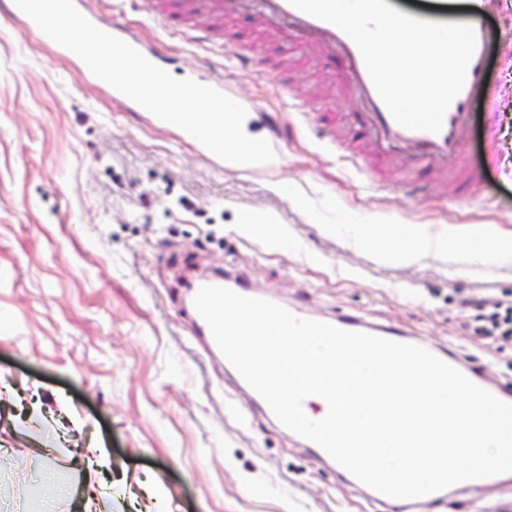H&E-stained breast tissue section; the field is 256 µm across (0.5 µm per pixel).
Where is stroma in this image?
Masks as SVG:
<instances>
[{
  "mask_svg": "<svg viewBox=\"0 0 512 512\" xmlns=\"http://www.w3.org/2000/svg\"><path fill=\"white\" fill-rule=\"evenodd\" d=\"M94 7L174 75L223 77L277 163L211 165L0 15V512L47 501L70 512L41 476L53 469L84 499L97 447L118 481L112 512H407L370 498L267 413L210 353L172 272H219L283 306L397 330L512 386V349L469 336L460 308L512 292V262L448 242L459 227L474 241L512 238V41L489 54L496 111L472 105L467 151L485 197L468 203L430 172L381 188L354 163L347 127L360 106L342 89V58L270 39L243 14L224 24L243 64L150 20L138 0ZM319 100L325 115L306 120ZM489 123L497 171L484 166ZM376 221L428 250L404 260L370 245L360 230ZM427 512H512V473Z\"/></svg>",
  "mask_w": 512,
  "mask_h": 512,
  "instance_id": "1",
  "label": "stroma"
}]
</instances>
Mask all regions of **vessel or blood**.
<instances>
[{
  "label": "vessel or blood",
  "mask_w": 512,
  "mask_h": 512,
  "mask_svg": "<svg viewBox=\"0 0 512 512\" xmlns=\"http://www.w3.org/2000/svg\"><path fill=\"white\" fill-rule=\"evenodd\" d=\"M75 5L99 29L126 41L155 65H162V57L120 22L102 20L88 0H75ZM495 9L496 0H473L469 22L475 32L476 50L468 67L465 86L448 108L443 127L437 133L410 130L399 125L381 100L355 42L336 26L298 10L289 0H151L149 17L160 22H176L195 41L210 45L214 42L215 25L240 11L249 10L281 38L299 36L320 50L340 54L348 64L344 91L360 98L366 106L367 136L375 145L372 159H359L360 169L368 172L378 164L390 172L408 173L425 167L444 181L462 176L466 179L464 197L475 201L481 197L483 176L480 171L470 168L465 152L471 105L485 82L491 45L499 39L512 40V22L497 28L490 25L489 19ZM334 325L391 341L397 338L395 332L354 317L335 319ZM460 367L474 384L500 400L512 403V390L489 383L483 373L473 367Z\"/></svg>",
  "instance_id": "1"
}]
</instances>
